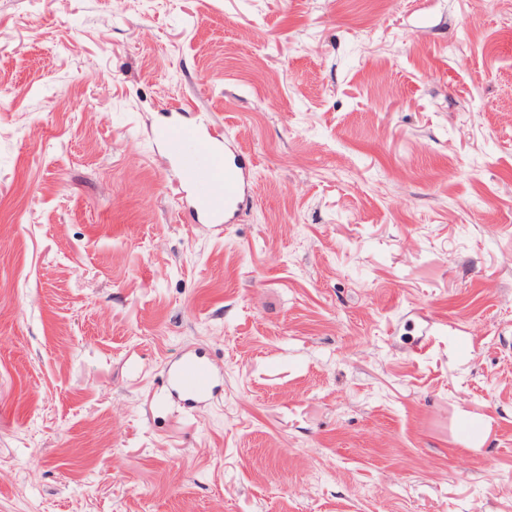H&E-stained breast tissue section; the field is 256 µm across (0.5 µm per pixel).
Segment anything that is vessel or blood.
Returning <instances> with one entry per match:
<instances>
[{
  "instance_id": "b4317fda",
  "label": "vessel or blood",
  "mask_w": 512,
  "mask_h": 512,
  "mask_svg": "<svg viewBox=\"0 0 512 512\" xmlns=\"http://www.w3.org/2000/svg\"><path fill=\"white\" fill-rule=\"evenodd\" d=\"M164 134L174 160L170 174L190 187L196 217L221 224L251 204L250 168L230 158L229 145L207 135L199 125L178 120L167 123ZM165 384L190 406L210 400L218 379L207 361L184 355L166 369Z\"/></svg>"
}]
</instances>
